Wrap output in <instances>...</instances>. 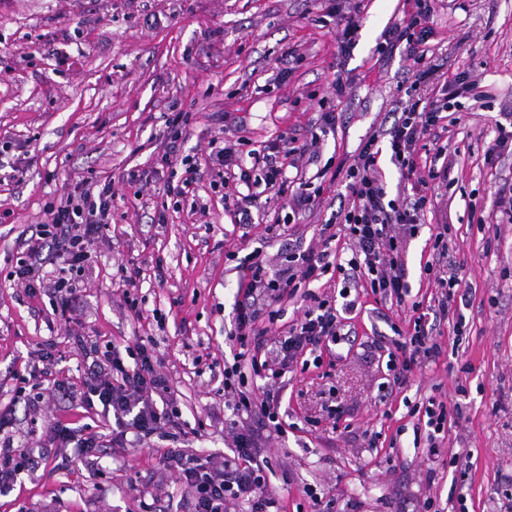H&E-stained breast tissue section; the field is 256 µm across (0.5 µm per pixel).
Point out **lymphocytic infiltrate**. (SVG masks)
<instances>
[{"mask_svg":"<svg viewBox=\"0 0 512 512\" xmlns=\"http://www.w3.org/2000/svg\"><path fill=\"white\" fill-rule=\"evenodd\" d=\"M401 17L395 18L384 33L385 52H401L412 60L414 79L406 87L394 109L397 117L385 133H370L362 139L357 153L345 171L346 206L329 220L330 232L320 245L303 247L286 242L285 227L299 211L313 208L319 196L311 181L290 188L285 171L298 167L303 158H317L326 135L336 130V114L323 112L319 131L310 139L297 141L289 132L268 142L262 155L261 181L264 191L286 198L289 215L282 222L266 225L269 238L284 239L286 263L271 267L261 250H253L238 262L237 296L232 311L229 340L240 346L234 360L224 366V404L236 416L229 435L230 453L217 461L187 448H167L160 453V470L174 476L192 506V512H230L234 502L247 503L249 512H278L280 503L268 490V461L260 453L265 434L282 433L280 400L272 391L294 363L319 345L339 340L342 315L353 303L337 304L334 295L309 294V303L299 319L275 338L273 349H266V329L261 318H275V308L300 289L328 274L341 275L364 292L409 305L412 315L405 341L397 343L389 367L397 383H406L421 360L438 355L441 347L428 326L429 317L447 319L457 313L456 295L462 280L455 265L426 264L428 283L439 288L437 307L426 313L422 302L409 300L407 270L402 258L405 238L413 236L427 213L435 209V187L448 181V133L444 114L450 99L476 96L478 85L466 75L440 78L426 46L433 21L431 0H406ZM167 134L155 159L165 170L182 166L177 183H166L167 195L189 193L200 180L201 167H208L221 187L246 185V192L233 195L226 204L234 221L242 227L256 222L261 211L260 194L250 191L251 173L236 170V148L247 144L246 136L213 147L206 163L180 156L181 141L187 137L188 121L183 113L166 116ZM389 151L390 160L411 190L388 198L380 175L379 157ZM263 191V192H264ZM112 187H95L89 180L47 203L42 220L26 239V249L10 273L11 280L29 297H37L45 281L53 283V311L68 319L79 298L75 276L84 270L94 236L110 224ZM345 238L351 244L350 258L332 255L331 243ZM77 343L87 362L80 394L87 407H100L103 417L112 418V442L143 444L165 428L185 429L175 405L169 378L160 370L162 360L144 345L123 351L115 345H98L89 336ZM10 419L0 414V493L10 491L20 475L38 464L33 449L15 444L4 430Z\"/></svg>","mask_w":512,"mask_h":512,"instance_id":"f902f5d3","label":"lymphocytic infiltrate"}]
</instances>
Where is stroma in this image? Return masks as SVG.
<instances>
[{
	"label": "stroma",
	"instance_id": "35a3bbf8",
	"mask_svg": "<svg viewBox=\"0 0 512 512\" xmlns=\"http://www.w3.org/2000/svg\"><path fill=\"white\" fill-rule=\"evenodd\" d=\"M403 4L363 0L357 44L344 54L334 19L313 23L328 0H0V141L25 145L18 179L0 186V412L12 419L15 443L48 448L0 495V512H141L144 492L158 496L165 512L176 489L156 468L166 446L158 438L122 459L109 448L92 460L48 445L59 422L97 427L106 440L112 425L48 382L39 399L15 400L20 379L43 368L33 354L40 342L51 345L54 377L76 385L84 377L77 337L154 343L183 419L203 423L189 446L223 458L233 419L222 390L237 292L230 256L257 248L277 267L282 244L266 240L263 225L233 224L208 180L168 206L165 173L148 183L130 175L149 170L169 107L188 113L180 153L199 160L219 131L233 132L243 118L250 142L240 162L249 168L253 153L281 131L309 138L319 117L309 98H325L337 114L336 132L317 163L303 167L310 176L324 170V190L314 211L296 221L303 243H318L345 190L338 167L367 132L391 126L398 89L413 79L412 61L378 51ZM433 8L434 62L476 80L483 98L449 111L448 185L435 213L407 238L405 263L412 292L434 297L422 268L436 258V225H449L448 258L471 287L461 309L466 334L456 340L452 321L438 322L442 355L398 388L386 367L391 327L407 328L409 316L395 306L380 318L373 297L357 294L347 340L323 348L320 365L297 364L287 373L283 432L261 444L269 489L285 512H318L310 487L330 501V512H423L429 498L465 512H512V223L489 216L494 191L512 183V152L494 166L484 159L496 122L512 113V0H434ZM291 47L303 59L282 80L280 60ZM338 77L345 80L340 91ZM216 112L226 113L225 126L213 120ZM91 176L112 186L111 225L91 242L92 262L77 282L81 305L62 324L49 295L25 296L8 274L45 204ZM196 199L207 203V215L192 212ZM475 212L486 223H473ZM131 265L140 277L129 290L120 269ZM126 290L144 321L125 307ZM460 383L465 393H457ZM432 397L458 407L436 455L425 417L408 412ZM329 405L338 406L339 420L328 418ZM461 450L469 454L463 477L448 464L450 452Z\"/></svg>",
	"mask_w": 512,
	"mask_h": 512
}]
</instances>
